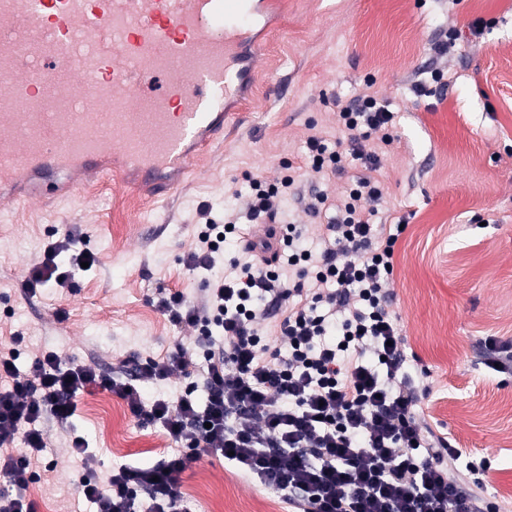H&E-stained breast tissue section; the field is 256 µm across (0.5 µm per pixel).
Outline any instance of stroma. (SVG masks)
<instances>
[{"instance_id": "35a3bbf8", "label": "stroma", "mask_w": 512, "mask_h": 512, "mask_svg": "<svg viewBox=\"0 0 512 512\" xmlns=\"http://www.w3.org/2000/svg\"><path fill=\"white\" fill-rule=\"evenodd\" d=\"M281 23L267 38L248 106L224 142L199 160L174 194L158 201L120 187L0 211V346L21 335L19 371L33 355L119 366L193 347L191 329L158 309L167 291L200 299L205 276L188 270L201 208L216 220L242 209L248 179L281 178L298 163V195L279 221L309 239L322 229L306 213L312 196L337 200L344 181L300 166L305 140L340 139L336 96L373 95L396 114V148L380 154L384 221L404 223L386 289L401 334L417 355L413 377L428 389L424 418L462 452L485 462L478 496L512 512V373L488 368L483 341L512 342V0H276ZM446 55L432 43L450 31ZM441 70L447 85L433 81ZM427 93L415 95V82ZM77 226L98 263L70 288L23 293L26 270L51 234ZM66 423H49L27 495L35 512H78L77 486L121 465L153 466L172 449L159 425L132 417L116 394L90 388ZM80 435L97 459L87 471L71 454ZM190 512H280L293 507L210 451L181 473Z\"/></svg>"}]
</instances>
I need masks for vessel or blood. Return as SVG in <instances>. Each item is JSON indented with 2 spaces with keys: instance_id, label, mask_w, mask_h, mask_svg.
Returning a JSON list of instances; mask_svg holds the SVG:
<instances>
[{
  "instance_id": "1",
  "label": "vessel or blood",
  "mask_w": 512,
  "mask_h": 512,
  "mask_svg": "<svg viewBox=\"0 0 512 512\" xmlns=\"http://www.w3.org/2000/svg\"><path fill=\"white\" fill-rule=\"evenodd\" d=\"M272 0H0V207L164 197L224 141Z\"/></svg>"
}]
</instances>
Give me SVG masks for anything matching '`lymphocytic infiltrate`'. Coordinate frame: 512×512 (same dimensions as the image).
Wrapping results in <instances>:
<instances>
[{
    "label": "lymphocytic infiltrate",
    "instance_id": "1",
    "mask_svg": "<svg viewBox=\"0 0 512 512\" xmlns=\"http://www.w3.org/2000/svg\"><path fill=\"white\" fill-rule=\"evenodd\" d=\"M336 117L348 145L309 135L304 161L334 176L358 161L368 174L349 185L336 211L322 194L308 204L325 222L319 251L305 248L297 225L277 221L282 198L297 192L293 175L273 184L251 179L248 229L214 223L201 210L196 246L184 263L212 272L204 299L198 304L174 291L158 303L173 325L198 329L196 350L177 347L128 374L65 363L48 350L24 375L17 348L0 350V476L7 482L0 512H33L26 491L46 448L41 422L72 417L77 396L91 386L115 393L134 417L159 424L176 449L158 465H122L106 482L83 481L80 492L96 512H135L141 497L147 512H189L179 476L200 448L227 456L301 512H499L469 488L478 467L461 464L460 449L426 424V391L407 372L399 318L388 308L384 284L405 227L378 223V154L358 145L376 135L382 147L392 146L387 128L396 116L366 96L339 105ZM79 241L71 226L49 242L25 276V294L72 287L82 263L96 264ZM230 241L236 254L223 274H214ZM63 253L70 256L65 266L57 261ZM274 316L275 345L263 332ZM175 373L202 376L205 403L188 393L147 400L137 387Z\"/></svg>",
    "mask_w": 512,
    "mask_h": 512
}]
</instances>
